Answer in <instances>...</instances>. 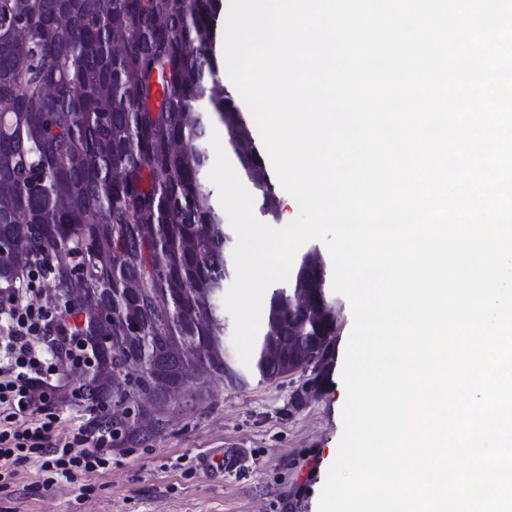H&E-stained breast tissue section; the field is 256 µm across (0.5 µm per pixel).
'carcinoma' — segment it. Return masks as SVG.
<instances>
[{"instance_id":"cac0c4a2","label":"carcinoma","mask_w":512,"mask_h":512,"mask_svg":"<svg viewBox=\"0 0 512 512\" xmlns=\"http://www.w3.org/2000/svg\"><path fill=\"white\" fill-rule=\"evenodd\" d=\"M219 0H0V243L17 261L0 288L48 281L82 346L112 340L76 368L66 394L112 446L164 432L210 379L246 383L224 340L220 298L234 233L205 184L213 117L262 210L278 199L248 124L218 79ZM326 273L268 296L250 371L276 379L332 358ZM106 303L112 320L95 306ZM304 304L288 317V304ZM294 337L288 345V337ZM195 384L187 385L188 379ZM137 400V418L130 400Z\"/></svg>"}]
</instances>
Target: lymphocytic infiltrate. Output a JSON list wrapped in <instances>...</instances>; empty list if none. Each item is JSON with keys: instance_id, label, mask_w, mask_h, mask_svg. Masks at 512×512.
<instances>
[{"instance_id": "f902f5d3", "label": "lymphocytic infiltrate", "mask_w": 512, "mask_h": 512, "mask_svg": "<svg viewBox=\"0 0 512 512\" xmlns=\"http://www.w3.org/2000/svg\"><path fill=\"white\" fill-rule=\"evenodd\" d=\"M83 357L78 337L37 289H10L0 305V474L14 476L18 464L31 460L50 487L111 467L110 436L88 448L84 432L53 433L61 421L53 408L66 388L58 366L65 358L81 364Z\"/></svg>"}]
</instances>
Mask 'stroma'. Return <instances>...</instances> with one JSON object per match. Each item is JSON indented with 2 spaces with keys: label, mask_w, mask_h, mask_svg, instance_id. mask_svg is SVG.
Returning <instances> with one entry per match:
<instances>
[{
  "label": "stroma",
  "mask_w": 512,
  "mask_h": 512,
  "mask_svg": "<svg viewBox=\"0 0 512 512\" xmlns=\"http://www.w3.org/2000/svg\"><path fill=\"white\" fill-rule=\"evenodd\" d=\"M326 297L337 330L315 388L298 374L254 376L237 388L213 381L209 403L113 451L104 473L48 488L39 464L19 466L15 478L0 481V512H318L343 431L341 373L353 325L348 300L331 290ZM220 450L239 464L215 477L200 460Z\"/></svg>",
  "instance_id": "obj_1"
}]
</instances>
